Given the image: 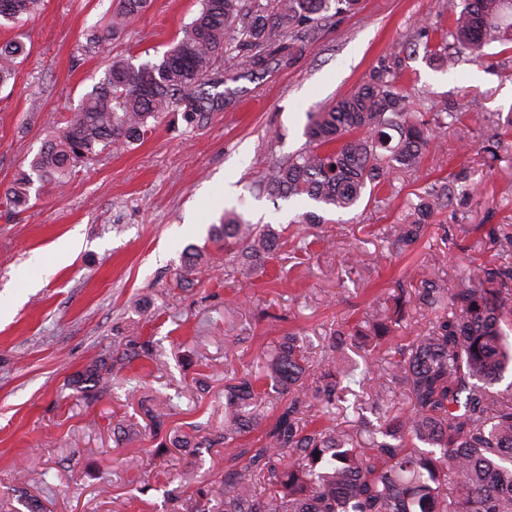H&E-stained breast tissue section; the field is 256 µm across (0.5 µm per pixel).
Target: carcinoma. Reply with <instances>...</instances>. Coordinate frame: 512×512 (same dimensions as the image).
I'll list each match as a JSON object with an SVG mask.
<instances>
[{"label": "carcinoma", "mask_w": 512, "mask_h": 512, "mask_svg": "<svg viewBox=\"0 0 512 512\" xmlns=\"http://www.w3.org/2000/svg\"><path fill=\"white\" fill-rule=\"evenodd\" d=\"M118 0L108 25L92 33L81 54L101 46L149 6ZM40 0H0V20L18 24ZM361 0H202L175 45L158 63L134 67L114 59L105 77L64 126L45 141L4 192L15 213L29 208L31 188L62 187L100 155L137 143L168 112L194 128L209 118L218 98L221 65L254 74L290 63L304 43L316 40ZM444 26L424 21V52L438 69L483 48L512 43V0H450ZM25 44L0 46V86L14 77ZM404 60L393 51L369 78L338 100L308 114L306 142L272 163L253 191L272 199L308 198L326 212L348 210L363 196L380 202L394 171L424 177L433 133L461 120L448 110L415 112L402 83ZM512 150V112L502 130L481 143L492 168ZM470 175L451 174L427 188L419 211L430 217L470 197ZM496 255L464 280L432 266L420 283L396 282L388 303L349 326L337 325L320 358H310L304 338L283 337L260 372L224 385V425L208 440L224 447V477L198 485L171 512H512V384L494 389L512 366V345L502 325L512 324V225L479 224ZM215 241L233 250L242 274L274 254L278 234L239 216H224ZM426 224H395L388 234L397 250L414 246ZM430 317V328L388 351L386 377L375 384L367 415L336 423L348 376L338 356L347 339L366 346L391 339L410 310ZM278 387L267 391L268 382ZM406 397L395 401L396 391ZM262 430L261 446L239 440Z\"/></svg>", "instance_id": "obj_1"}]
</instances>
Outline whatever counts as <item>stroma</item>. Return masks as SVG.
Instances as JSON below:
<instances>
[{"label": "stroma", "instance_id": "obj_1", "mask_svg": "<svg viewBox=\"0 0 512 512\" xmlns=\"http://www.w3.org/2000/svg\"><path fill=\"white\" fill-rule=\"evenodd\" d=\"M115 4L43 0L22 25L0 24V44L26 45L14 79L0 87V190L28 169L111 60L160 61L201 0H152L104 50L80 55ZM448 8V0H362L293 65L216 85L221 105L202 126L169 113L147 139L100 157L63 190L34 184L36 203L20 215L0 206V497L11 512H27L16 492L23 470L42 472L29 492L45 512H170L174 496L224 473L223 447L205 439L224 422L225 378L256 371L291 332L321 349L337 323L385 302L398 277L420 281L433 262L455 277L493 255L474 226L488 204L497 221H512V158L484 175L478 151L493 120L512 111V50L493 45L484 64L435 69L417 30ZM399 48L415 110L472 102L438 134L424 168L432 181L473 171L481 201L437 213L402 255L387 230L410 222L424 194L409 174H389L388 203L363 200L323 224L298 220L316 210L313 201L252 190L271 162L303 146L308 112L362 84ZM231 209L286 240L250 278L211 241ZM68 239L77 248L65 255ZM191 254L199 273L183 290L175 278ZM228 338L234 349H225ZM146 342L151 356L126 363L106 387L86 380L113 351ZM344 354L356 391L387 351L350 343ZM153 404L167 414L159 430L145 413Z\"/></svg>", "mask_w": 512, "mask_h": 512}]
</instances>
